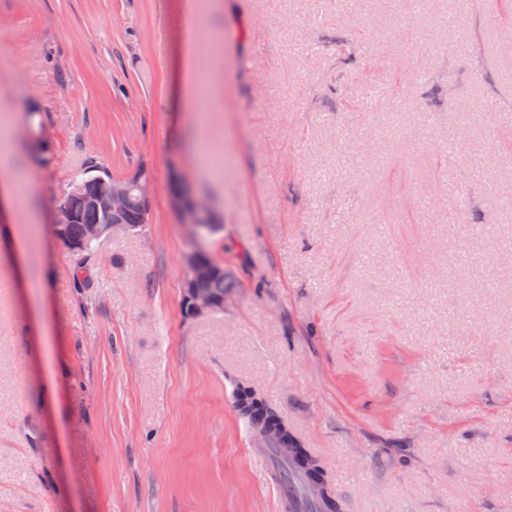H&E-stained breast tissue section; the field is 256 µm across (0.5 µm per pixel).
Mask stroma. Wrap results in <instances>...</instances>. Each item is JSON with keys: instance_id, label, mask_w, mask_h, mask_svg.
<instances>
[{"instance_id": "35a3bbf8", "label": "stroma", "mask_w": 512, "mask_h": 512, "mask_svg": "<svg viewBox=\"0 0 512 512\" xmlns=\"http://www.w3.org/2000/svg\"><path fill=\"white\" fill-rule=\"evenodd\" d=\"M508 25L512 0H0L26 195L0 198V512H277L242 384L341 512H512ZM190 57L222 99L201 130ZM90 157L155 192L76 254L52 226ZM175 171L233 282L194 319ZM238 402L245 420L250 426L255 422L259 425L254 431L259 437H274L278 441L280 452L289 459H295L303 468L311 482L319 486L323 496L325 493V473L316 459L309 458L302 448L301 441L290 431L288 426L270 409L264 400L251 389L243 387L238 393Z\"/></svg>"}]
</instances>
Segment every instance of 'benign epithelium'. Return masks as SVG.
I'll use <instances>...</instances> for the list:
<instances>
[{
  "mask_svg": "<svg viewBox=\"0 0 512 512\" xmlns=\"http://www.w3.org/2000/svg\"><path fill=\"white\" fill-rule=\"evenodd\" d=\"M155 185L149 174H133L120 180L110 182L108 189L89 198L90 205L112 216L110 224H91L87 235L92 239L101 240L117 233L129 234L130 225L122 222V215L127 211L131 200L138 201L141 211L149 213ZM171 203L180 217L195 246L184 254L182 266L186 275L182 279L183 304L187 309V317H199L224 307V302L206 288L211 280L224 276V265L207 260L204 257L208 234L218 228L214 224L211 208L196 191L180 177L172 179L170 190ZM58 219L54 227V236L66 249L78 252L80 246L68 240L62 233L60 225L69 222L70 217L62 200H57Z\"/></svg>",
  "mask_w": 512,
  "mask_h": 512,
  "instance_id": "benign-epithelium-1",
  "label": "benign epithelium"
}]
</instances>
